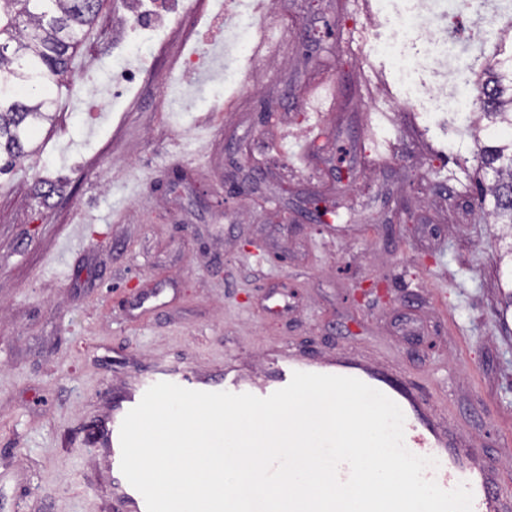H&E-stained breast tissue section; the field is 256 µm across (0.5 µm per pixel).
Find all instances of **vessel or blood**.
Returning <instances> with one entry per match:
<instances>
[{
  "label": "vessel or blood",
  "mask_w": 512,
  "mask_h": 512,
  "mask_svg": "<svg viewBox=\"0 0 512 512\" xmlns=\"http://www.w3.org/2000/svg\"><path fill=\"white\" fill-rule=\"evenodd\" d=\"M296 371L354 377L383 392L404 409V443L407 449L420 456H436L444 460L443 468L428 471V479L445 490L466 485L473 492L472 512H512V499L505 497L499 487L496 466L465 450L463 443L453 435L446 417L436 414L428 402L392 372L351 355L337 356L331 362L313 358H281L274 376L260 387L231 374L203 381L187 373L162 370L143 377L138 392L119 403L112 417L99 429V442L109 450L117 512H146L143 496L128 483L120 469V426L125 415L140 402L144 390L157 382L167 381L191 390L247 392L265 397L287 386Z\"/></svg>",
  "instance_id": "vessel-or-blood-1"
}]
</instances>
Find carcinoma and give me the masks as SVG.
Segmentation results:
<instances>
[{
    "instance_id": "carcinoma-1",
    "label": "carcinoma",
    "mask_w": 512,
    "mask_h": 512,
    "mask_svg": "<svg viewBox=\"0 0 512 512\" xmlns=\"http://www.w3.org/2000/svg\"><path fill=\"white\" fill-rule=\"evenodd\" d=\"M100 0H0V41L14 53L0 55V155L10 162L33 153L32 138L53 120L51 85L68 71L85 27ZM507 65L486 64L476 73L473 98L476 132L491 131L477 158L489 182L481 188L482 213L512 238V54Z\"/></svg>"
}]
</instances>
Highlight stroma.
I'll return each mask as SVG.
<instances>
[{
  "label": "stroma",
  "mask_w": 512,
  "mask_h": 512,
  "mask_svg": "<svg viewBox=\"0 0 512 512\" xmlns=\"http://www.w3.org/2000/svg\"><path fill=\"white\" fill-rule=\"evenodd\" d=\"M217 3L196 0L116 105L109 78L81 81L138 3L104 0L37 153L0 173V512H114L88 435L144 373L261 382L288 352L350 354L415 383L512 496L501 232L472 206L473 138L432 117L435 92L456 88L424 32L379 0H274L276 53L230 59L238 84L215 95L184 54L221 47ZM431 25L458 29L466 59L495 51L502 23L439 0ZM393 39L407 87L381 49ZM169 76L204 107L168 116ZM325 79L336 108L309 111ZM302 140L298 170L276 145Z\"/></svg>",
  "instance_id": "stroma-1"
}]
</instances>
